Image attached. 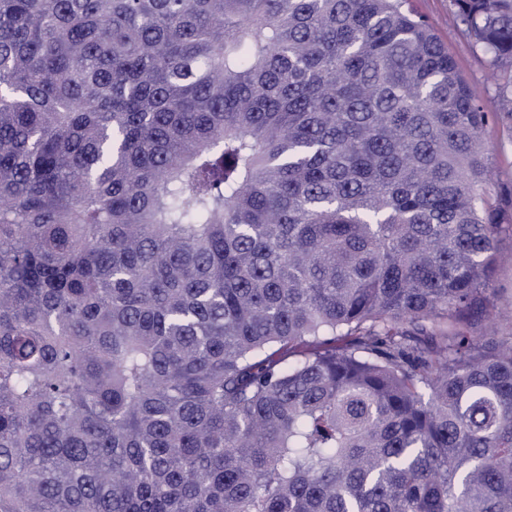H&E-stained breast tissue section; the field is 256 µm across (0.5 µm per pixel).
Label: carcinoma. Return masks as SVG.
<instances>
[{"mask_svg": "<svg viewBox=\"0 0 512 512\" xmlns=\"http://www.w3.org/2000/svg\"><path fill=\"white\" fill-rule=\"evenodd\" d=\"M406 3L0 0V512H512V79ZM452 0H414V9L423 15L457 61L461 75L482 95V105L488 112L499 109L498 90L509 76V68H493L474 39L462 32ZM491 181L486 186V197L500 209L502 224H512V121L499 120L482 133ZM496 255L498 260V275L494 288H506L512 292V234L503 232L497 242Z\"/></svg>", "mask_w": 512, "mask_h": 512, "instance_id": "cac0c4a2", "label": "carcinoma"}]
</instances>
